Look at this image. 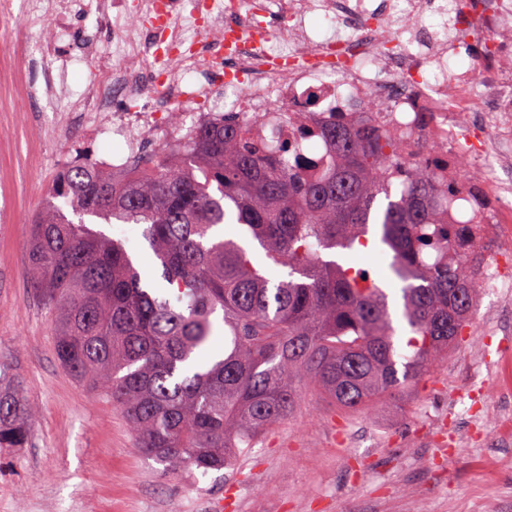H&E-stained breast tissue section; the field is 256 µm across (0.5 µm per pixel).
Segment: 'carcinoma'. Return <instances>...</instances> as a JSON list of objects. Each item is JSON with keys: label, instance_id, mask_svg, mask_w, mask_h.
I'll return each mask as SVG.
<instances>
[{"label": "carcinoma", "instance_id": "obj_1", "mask_svg": "<svg viewBox=\"0 0 512 512\" xmlns=\"http://www.w3.org/2000/svg\"><path fill=\"white\" fill-rule=\"evenodd\" d=\"M323 136L336 163L310 177L226 117L182 155L148 157L125 179L69 167L31 224L27 273L53 312L59 364L111 398L137 447L171 470L226 467L288 417L300 379L346 410L366 409L401 395L463 336L479 274L448 260L459 235L448 188L370 117ZM67 208L142 226L161 280L143 278L126 239L70 220ZM372 223L402 283L399 328L370 271L323 258L367 244ZM219 310L230 347L203 362ZM4 380L0 371V447L20 448L29 415Z\"/></svg>", "mask_w": 512, "mask_h": 512}]
</instances>
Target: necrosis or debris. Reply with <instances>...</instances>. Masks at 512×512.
Returning a JSON list of instances; mask_svg holds the SVG:
<instances>
[{
	"label": "necrosis or debris",
	"instance_id": "4bbe7bcc",
	"mask_svg": "<svg viewBox=\"0 0 512 512\" xmlns=\"http://www.w3.org/2000/svg\"><path fill=\"white\" fill-rule=\"evenodd\" d=\"M89 1L101 25L140 19L122 28L114 62L64 115L65 125L90 122L122 140L101 168L131 174L146 153L183 149L196 129L232 115L270 153L310 156L321 172L334 162L321 127L372 111L406 155L430 160L453 187L451 219L466 228L455 251L483 252L482 288L512 289V251L494 247L512 240V183L498 174L512 165V0H251L252 16L272 24L257 34L240 22L238 0ZM315 11L335 37L307 27ZM147 54L153 64L142 63ZM37 56L62 74L71 63L52 38L5 50L0 92L38 96L23 77ZM120 96L137 108L113 111ZM189 96L202 109L172 121V104Z\"/></svg>",
	"mask_w": 512,
	"mask_h": 512
}]
</instances>
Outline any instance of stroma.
<instances>
[{
    "label": "stroma",
    "instance_id": "1",
    "mask_svg": "<svg viewBox=\"0 0 512 512\" xmlns=\"http://www.w3.org/2000/svg\"><path fill=\"white\" fill-rule=\"evenodd\" d=\"M26 0L0 17V51L53 30L54 2L29 26ZM87 39L112 42L94 15L75 17L64 53L68 98L98 79ZM36 101L0 95V366L30 410L31 437L0 448V512H512V390L496 373L512 355V293L479 294L468 336L400 398L344 410L302 385L286 420L228 468L172 471L142 453L118 408L58 363L51 311L30 288V226L57 169L77 152L115 151L110 134L50 139Z\"/></svg>",
    "mask_w": 512,
    "mask_h": 512
}]
</instances>
